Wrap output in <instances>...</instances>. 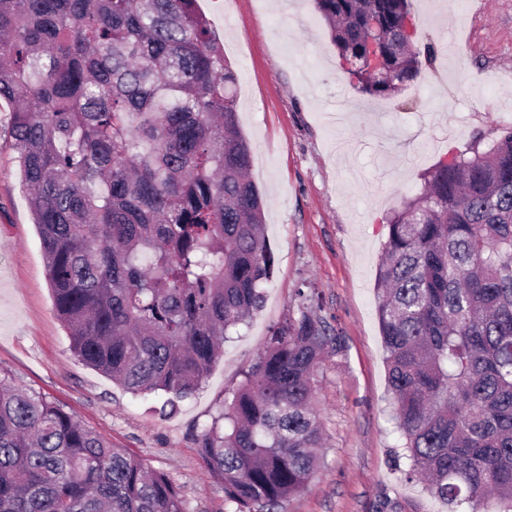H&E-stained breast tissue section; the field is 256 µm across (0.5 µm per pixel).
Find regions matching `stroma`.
<instances>
[{"label":"stroma","instance_id":"1","mask_svg":"<svg viewBox=\"0 0 512 512\" xmlns=\"http://www.w3.org/2000/svg\"><path fill=\"white\" fill-rule=\"evenodd\" d=\"M239 73L238 122L265 202L273 275L261 309L226 342L205 382L163 416L80 363L57 317L41 241L0 100V370L65 407L114 447L168 473L189 512H232L196 439L265 348L272 327L315 289L342 350L316 377L325 448L282 512H446L392 461V419L375 280L387 218L439 159L512 124V0H411L420 41L457 42L458 66L423 67L398 99L363 96L312 0H198Z\"/></svg>","mask_w":512,"mask_h":512}]
</instances>
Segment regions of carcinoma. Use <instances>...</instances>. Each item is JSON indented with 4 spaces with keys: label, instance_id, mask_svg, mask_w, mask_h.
Masks as SVG:
<instances>
[{
    "label": "carcinoma",
    "instance_id": "obj_1",
    "mask_svg": "<svg viewBox=\"0 0 512 512\" xmlns=\"http://www.w3.org/2000/svg\"><path fill=\"white\" fill-rule=\"evenodd\" d=\"M314 2L364 94H399L434 58L403 35L410 0ZM237 85L197 0H0V99L55 312L79 361L164 393V414L272 275ZM375 292L404 479L450 512H512L511 125L424 175L389 219ZM341 348L300 307L198 436L236 512H279L307 487L315 376ZM0 512L187 508L169 475L0 374Z\"/></svg>",
    "mask_w": 512,
    "mask_h": 512
}]
</instances>
